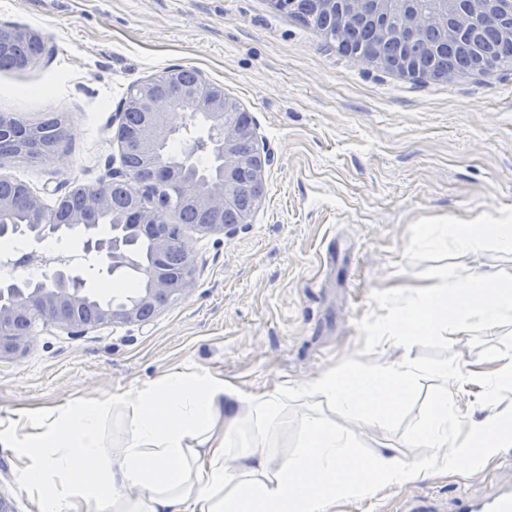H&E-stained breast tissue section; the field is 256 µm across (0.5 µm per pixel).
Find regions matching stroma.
I'll list each match as a JSON object with an SVG mask.
<instances>
[{
  "label": "stroma",
  "instance_id": "obj_1",
  "mask_svg": "<svg viewBox=\"0 0 512 512\" xmlns=\"http://www.w3.org/2000/svg\"><path fill=\"white\" fill-rule=\"evenodd\" d=\"M1 24L57 47L26 71H0V113L66 119L49 159L0 167L45 203L96 186L119 166L120 102L130 85L168 67L222 85L253 114L273 162L251 223L230 235L184 226L195 285L150 322L73 337L35 320L25 356L0 361V417L36 422L148 387L173 369L221 377L243 393L304 389L363 348L356 322L371 310L373 291L429 287L422 270L448 264L512 274V252L416 243L428 224H512V66L490 77L416 80L344 54L270 0H0ZM448 388L470 422L512 417V393L491 407L476 401L480 384ZM309 414L350 438L353 460L369 463L383 448L407 460L426 454L307 395L289 400L288 423L267 448H302ZM505 463L500 451L458 473L380 484L328 512H392L400 494L426 488L476 493ZM0 496L14 512H39L14 450L3 447Z\"/></svg>",
  "mask_w": 512,
  "mask_h": 512
}]
</instances>
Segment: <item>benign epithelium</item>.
Here are the masks:
<instances>
[{"label":"benign epithelium","instance_id":"7a95c632","mask_svg":"<svg viewBox=\"0 0 512 512\" xmlns=\"http://www.w3.org/2000/svg\"><path fill=\"white\" fill-rule=\"evenodd\" d=\"M308 3L311 16L326 24L338 49L354 55L346 32L368 31L373 37V48L360 59L412 76L440 80L448 78L451 72L426 70L415 63L388 58L385 56L388 46L420 44L429 52L446 55L462 46L474 47L483 39L491 38L512 48V0H438L443 7L439 19L444 26L440 41L433 37L432 19L415 8L417 0H308ZM30 39L41 41L43 57H53V43L39 33L2 25L0 53H7L18 43ZM174 79L175 74L169 71L151 76L149 81L156 85V90L148 97L140 95L137 85L128 89L119 111L120 121H125L124 109L131 105L141 112L142 122L129 136L123 128H117L121 164L109 174L111 184L137 182L140 195L150 192V182L154 180L166 183L167 195L162 201L152 208L133 209L131 219L128 214L113 209L107 191L109 183L96 188L83 207L73 208L71 201L88 192L84 187L58 199L59 211L64 213L63 223L81 230L84 249L95 253L111 276L123 273L130 265L127 239L152 236L157 262L145 272L143 288L129 301H99L80 272L67 265L55 267L41 280L0 279V360L17 359L25 354L30 342L27 326L35 317L67 330L72 336H81L87 329L104 324L142 322L146 315L163 307V302L184 296L192 289L195 255L179 225L166 223L172 196L179 192L192 166L185 161L178 166L165 165L160 154L161 147L183 131V125L176 120L174 100L169 97L170 82ZM181 96L187 111L202 117L208 126L207 139L195 143L197 150L215 157L222 174L199 181L195 190L180 200L207 214L221 213L237 189L241 149L253 145L250 171L254 180L260 182L266 166L271 163V155L258 147L254 124L227 119L230 103L223 86L199 74L196 84L181 89ZM130 156L137 159V167L127 162ZM14 210V200L0 195L1 238L21 234L40 243L59 233L58 225L47 223V208L39 195L27 193L26 223H10ZM104 220L122 228L123 236L110 241L99 238L96 230ZM173 239L183 258L182 273L177 278L170 277L163 265V256Z\"/></svg>","mask_w":512,"mask_h":512}]
</instances>
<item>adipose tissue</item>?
<instances>
[{"label": "adipose tissue", "mask_w": 512, "mask_h": 512, "mask_svg": "<svg viewBox=\"0 0 512 512\" xmlns=\"http://www.w3.org/2000/svg\"><path fill=\"white\" fill-rule=\"evenodd\" d=\"M421 243L511 250L512 224H435L424 229ZM311 392L345 417L370 408L363 391L333 373L318 378ZM296 394L284 385L245 395L223 379L178 369L121 397L126 439L118 452L104 446L106 401L67 406L34 434L24 417L1 419L0 445L16 450L23 485L40 512H326L332 502L367 497L376 484L402 485L434 469L459 471L512 447V430L490 415L448 456L407 462L382 450L359 475L342 467L347 439L328 421L309 417L306 446L272 459L266 436L287 420ZM313 471L320 484L307 483Z\"/></svg>", "instance_id": "obj_1"}]
</instances>
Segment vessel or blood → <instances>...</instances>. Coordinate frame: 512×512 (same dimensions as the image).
<instances>
[{
    "instance_id": "1",
    "label": "vessel or blood",
    "mask_w": 512,
    "mask_h": 512,
    "mask_svg": "<svg viewBox=\"0 0 512 512\" xmlns=\"http://www.w3.org/2000/svg\"><path fill=\"white\" fill-rule=\"evenodd\" d=\"M396 512H512V466L484 493L450 499L434 491L409 492L399 497Z\"/></svg>"
}]
</instances>
